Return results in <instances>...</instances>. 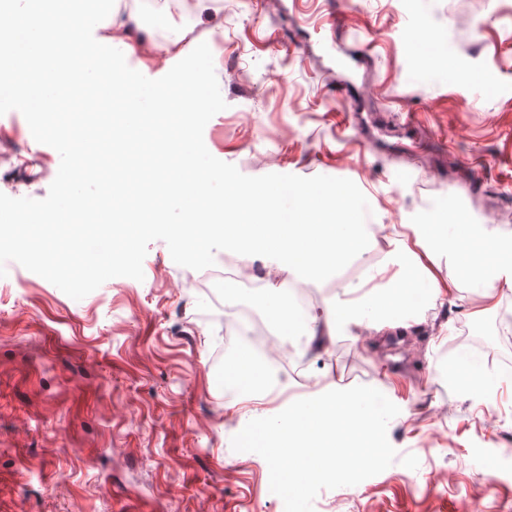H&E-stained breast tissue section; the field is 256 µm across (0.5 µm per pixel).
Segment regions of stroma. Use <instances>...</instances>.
Listing matches in <instances>:
<instances>
[{"instance_id": "stroma-1", "label": "stroma", "mask_w": 512, "mask_h": 512, "mask_svg": "<svg viewBox=\"0 0 512 512\" xmlns=\"http://www.w3.org/2000/svg\"><path fill=\"white\" fill-rule=\"evenodd\" d=\"M132 14L116 4L112 45L148 78L210 45L227 104L204 129L214 157L247 176L347 178L367 197L385 235L360 258L371 275L316 284V307L363 286L391 295L411 269L394 238L441 212L512 237V18L499 0H149L138 26ZM421 27L438 46L423 61ZM26 125L0 115V193L41 200L60 155ZM425 247L455 294L430 296L409 327L347 325L288 379L251 360L280 402L367 385L400 409L387 428L396 461L321 491L314 512H512V341L498 312L473 315L478 292L443 247ZM5 269L0 512H285L266 461L232 448L248 418L221 371L246 351L236 308L269 315L268 291L179 266L161 240L143 280L78 301ZM463 326L483 331L491 403L442 372Z\"/></svg>"}]
</instances>
